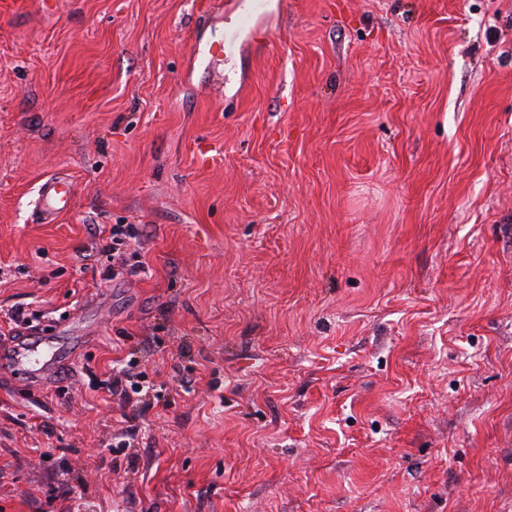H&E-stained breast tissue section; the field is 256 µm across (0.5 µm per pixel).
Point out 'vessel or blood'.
Returning a JSON list of instances; mask_svg holds the SVG:
<instances>
[{
  "mask_svg": "<svg viewBox=\"0 0 512 512\" xmlns=\"http://www.w3.org/2000/svg\"><path fill=\"white\" fill-rule=\"evenodd\" d=\"M73 201L71 186L55 177L44 180L38 202L51 218L69 211ZM80 341L61 336L15 334L7 347L0 350V367L23 378H46L77 360Z\"/></svg>",
  "mask_w": 512,
  "mask_h": 512,
  "instance_id": "vessel-or-blood-1",
  "label": "vessel or blood"
}]
</instances>
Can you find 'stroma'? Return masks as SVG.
<instances>
[{"label":"stroma","mask_w":512,"mask_h":512,"mask_svg":"<svg viewBox=\"0 0 512 512\" xmlns=\"http://www.w3.org/2000/svg\"><path fill=\"white\" fill-rule=\"evenodd\" d=\"M19 307L89 342L0 375V512H512V0L0 6ZM73 189L56 177H48L40 186L38 202L42 212L51 218L66 213L71 208ZM52 219V220H53ZM139 362L130 358L126 366L119 372L118 375L112 377V381H101L99 385L102 388H107L111 395H119L127 402L132 401L133 397L139 398L146 397L152 386L147 384L146 376L143 371L136 372Z\"/></svg>","instance_id":"stroma-1"}]
</instances>
